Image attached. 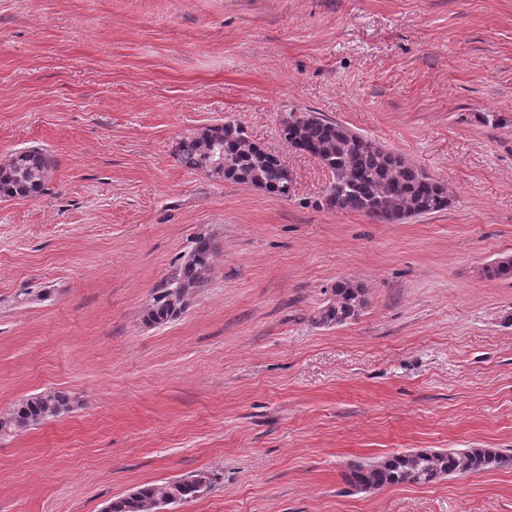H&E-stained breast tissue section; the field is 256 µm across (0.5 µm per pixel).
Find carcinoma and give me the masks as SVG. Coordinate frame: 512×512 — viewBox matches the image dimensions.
Wrapping results in <instances>:
<instances>
[{
	"mask_svg": "<svg viewBox=\"0 0 512 512\" xmlns=\"http://www.w3.org/2000/svg\"><path fill=\"white\" fill-rule=\"evenodd\" d=\"M281 135L289 146L317 158L329 172L319 205L339 211L366 214L381 222L392 211L410 217L438 213L448 207L446 189L401 155L378 146L346 126L311 112H291L282 121ZM222 152L228 161L227 181L256 187L281 198L291 190L288 170L278 156L250 140L244 130L225 122L206 126L194 136L182 137L175 146L181 166L201 172ZM55 166L54 157L39 146H29L0 165V196L30 198L43 193L45 181ZM213 245L199 237L178 274L161 295L153 299L147 320L164 324L182 313L185 299L208 280ZM333 298L318 313L317 322L343 325L356 319L366 305L367 289L341 279L332 289ZM70 410L62 391H48L20 402L9 418L0 420V432L26 428ZM512 465V456L491 448L461 450H410L380 460L355 462L343 473L345 483L357 491L376 490L397 484L435 483L460 471ZM218 475L198 471L168 485L146 484L112 500L105 512H157L162 503L179 505L213 490Z\"/></svg>",
	"mask_w": 512,
	"mask_h": 512,
	"instance_id": "carcinoma-1",
	"label": "carcinoma"
}]
</instances>
